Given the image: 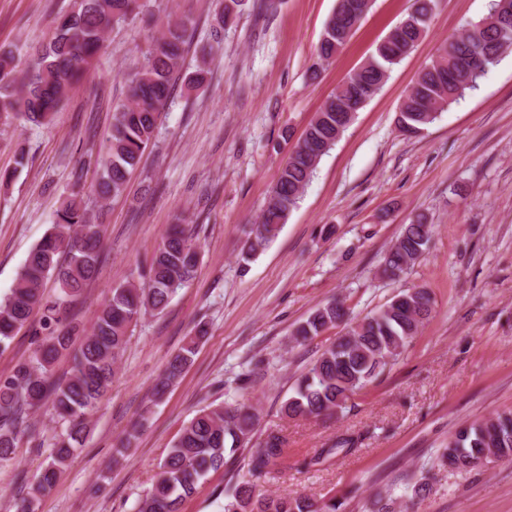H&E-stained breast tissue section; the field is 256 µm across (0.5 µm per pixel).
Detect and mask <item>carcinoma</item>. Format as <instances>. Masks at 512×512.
<instances>
[{"instance_id": "carcinoma-1", "label": "carcinoma", "mask_w": 512, "mask_h": 512, "mask_svg": "<svg viewBox=\"0 0 512 512\" xmlns=\"http://www.w3.org/2000/svg\"><path fill=\"white\" fill-rule=\"evenodd\" d=\"M373 0H360L352 13L340 2L327 22L318 57L332 59L347 43L371 8ZM437 0H414V9L376 47L375 52L325 101L282 168L258 223L246 232L241 249L245 263L263 250L296 207L323 157L348 127V113L336 111V103L355 93L367 100L374 96L397 65L425 37ZM240 0H222L213 17L210 36L221 43L224 27L238 14ZM141 0H71L59 14L46 42L22 57L19 51L0 50V124L14 119L34 125L49 124L67 90L85 78L102 50L105 36L128 18L141 13ZM512 15V0H494L489 13L474 25L471 39L452 38L441 43L408 91L397 118L399 127L416 136L437 115L468 91L475 89L486 68L512 48V27L504 23ZM192 20L185 16L170 21L151 40L144 63L133 73L128 99L113 108L112 127L100 174L87 188L81 180L72 184L56 210L48 234L28 253L11 292L0 298V351L9 347L15 333L31 326L34 348L29 357L0 376V467L12 460L19 428L28 412L51 401L66 427L52 437L48 465L35 477L29 497L16 512H35L37 498L50 491L90 432L89 418L112 387L116 364L122 358L130 325L141 316L160 314L178 289L196 274L201 253L185 228L176 224L154 250L142 269L138 285L128 283L108 290L91 331L82 333L70 314L72 302L97 276L106 260L100 221L103 203L124 195L129 177L139 165L154 137L157 121L174 90L173 75L179 70ZM203 52L188 86L199 88L210 73ZM433 225L420 216L406 225L397 241L384 253L380 274L396 283L422 256ZM57 293L48 298V280ZM38 323L30 324L33 312ZM433 311V300L423 288L404 289L372 315L349 323L344 335L325 348L297 382L282 412L291 419L334 416L368 383L378 379L406 350ZM348 320L344 306L333 301L317 308L292 333L302 345L327 329ZM207 331L199 322L192 336L168 360L155 385L162 398L193 361ZM81 336L73 355L70 378L54 376L59 357ZM259 418L244 404L211 405L184 424L165 458L158 465L152 488L141 498L137 512H180L211 471L229 465L233 491L225 495L224 512H340L343 503L334 498L313 499L273 496L258 490V481L288 456L286 440L271 431L258 443ZM143 428L138 421L113 450L117 463L133 447ZM353 445L347 439L323 448L311 457L316 466ZM492 457L512 459V412L460 427L448 442L437 466L448 471H468Z\"/></svg>"}]
</instances>
